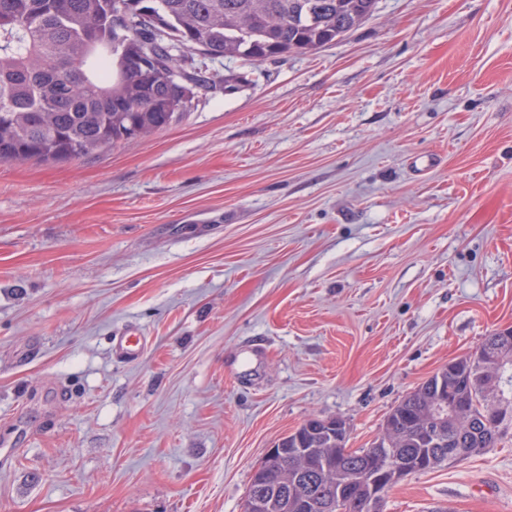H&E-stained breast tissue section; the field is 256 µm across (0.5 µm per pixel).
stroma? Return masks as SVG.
I'll return each mask as SVG.
<instances>
[{
    "label": "stroma",
    "mask_w": 512,
    "mask_h": 512,
    "mask_svg": "<svg viewBox=\"0 0 512 512\" xmlns=\"http://www.w3.org/2000/svg\"><path fill=\"white\" fill-rule=\"evenodd\" d=\"M192 59L209 86L169 127L0 162V512H242L307 418L369 447L512 328V0H378L316 52ZM384 512H512V431ZM145 336L137 329H130L120 336L112 338V350L117 357L132 362L137 360L144 350Z\"/></svg>",
    "instance_id": "1"
}]
</instances>
